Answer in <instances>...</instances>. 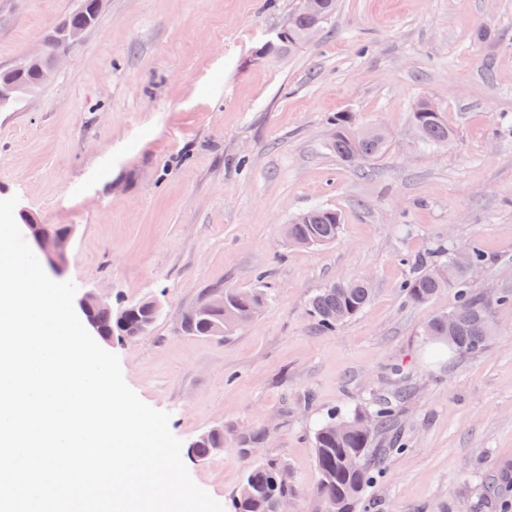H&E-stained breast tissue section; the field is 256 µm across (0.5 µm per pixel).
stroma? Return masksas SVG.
Wrapping results in <instances>:
<instances>
[{"instance_id": "stroma-1", "label": "stroma", "mask_w": 512, "mask_h": 512, "mask_svg": "<svg viewBox=\"0 0 512 512\" xmlns=\"http://www.w3.org/2000/svg\"><path fill=\"white\" fill-rule=\"evenodd\" d=\"M293 0H106L67 62L0 112V197L73 230L60 275L113 303L157 296L163 314L136 345L109 344L126 383L170 415L181 441L223 427V453L186 461L219 503L247 466L284 461L285 512H310L312 436L331 411L413 389L357 512H503L512 473V307L475 356L438 355L424 325L455 302L411 305L404 255L478 242L472 286L512 289V0H337L322 37L262 63L253 55ZM78 0H0V69L36 49ZM440 101L457 130L421 144L411 109ZM389 135L353 166L328 148L336 113ZM247 166H239V158ZM341 213L337 240L289 244L314 207ZM372 280L366 309L315 330L309 302ZM224 288L268 301L232 335L182 333V315Z\"/></svg>"}]
</instances>
